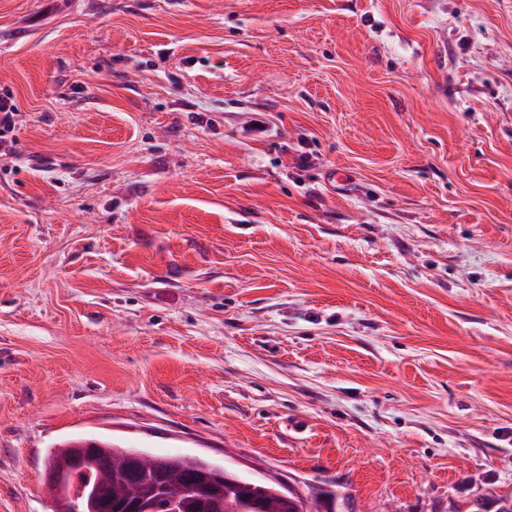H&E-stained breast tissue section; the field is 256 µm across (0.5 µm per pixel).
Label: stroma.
<instances>
[{
    "label": "stroma",
    "mask_w": 512,
    "mask_h": 512,
    "mask_svg": "<svg viewBox=\"0 0 512 512\" xmlns=\"http://www.w3.org/2000/svg\"><path fill=\"white\" fill-rule=\"evenodd\" d=\"M1 88L0 512L77 437L512 495V0H0ZM18 108L13 95L7 90L0 91V155H9L13 152L14 140L10 134L16 126Z\"/></svg>",
    "instance_id": "stroma-1"
}]
</instances>
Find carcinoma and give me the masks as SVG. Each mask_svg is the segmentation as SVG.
I'll list each match as a JSON object with an SVG mask.
<instances>
[{
	"label": "carcinoma",
	"instance_id": "obj_1",
	"mask_svg": "<svg viewBox=\"0 0 512 512\" xmlns=\"http://www.w3.org/2000/svg\"><path fill=\"white\" fill-rule=\"evenodd\" d=\"M96 453L97 467L77 476L84 492L76 499L73 512H97L108 504L112 505V512H126V508L137 505L148 512H174V496L181 497L185 508L197 509L217 493L222 495L223 512H280L285 507L277 487L245 478L200 457L165 456L160 468L131 478L120 470L108 471L106 464L142 450L99 439Z\"/></svg>",
	"mask_w": 512,
	"mask_h": 512
}]
</instances>
